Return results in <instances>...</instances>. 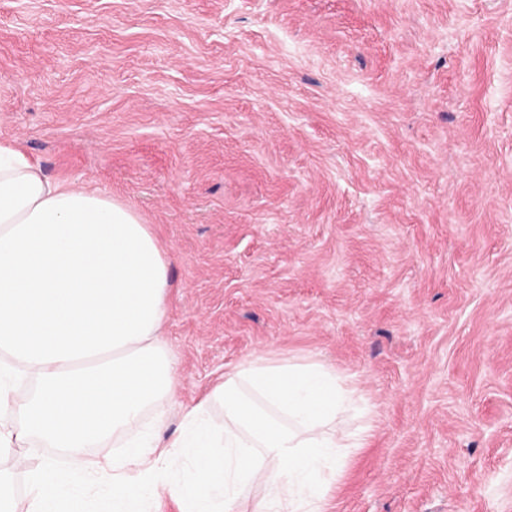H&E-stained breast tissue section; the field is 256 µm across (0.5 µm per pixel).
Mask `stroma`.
I'll use <instances>...</instances> for the list:
<instances>
[{
    "mask_svg": "<svg viewBox=\"0 0 512 512\" xmlns=\"http://www.w3.org/2000/svg\"><path fill=\"white\" fill-rule=\"evenodd\" d=\"M0 141L166 251L161 442L316 360L373 427L327 512H512V0H0Z\"/></svg>",
    "mask_w": 512,
    "mask_h": 512,
    "instance_id": "obj_1",
    "label": "stroma"
}]
</instances>
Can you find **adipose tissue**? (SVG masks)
<instances>
[{"label": "adipose tissue", "mask_w": 512, "mask_h": 512, "mask_svg": "<svg viewBox=\"0 0 512 512\" xmlns=\"http://www.w3.org/2000/svg\"><path fill=\"white\" fill-rule=\"evenodd\" d=\"M168 266L133 208L51 179L0 143V409L15 413L0 416V451L38 442L69 459L30 471L25 512H87L98 485L113 512H139L163 492L182 512H326L369 430L344 431L356 389L321 363L244 360L183 408L175 439L158 441L156 405L178 394L161 339ZM28 377L36 389L13 402ZM111 439L112 459L86 456ZM188 458L193 481L171 482ZM255 486L260 497L248 499Z\"/></svg>", "instance_id": "1"}]
</instances>
